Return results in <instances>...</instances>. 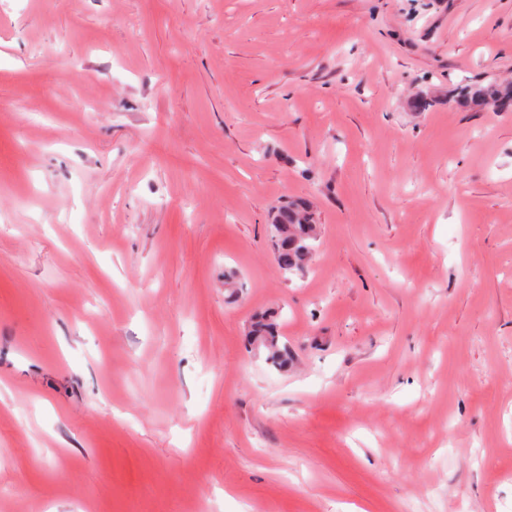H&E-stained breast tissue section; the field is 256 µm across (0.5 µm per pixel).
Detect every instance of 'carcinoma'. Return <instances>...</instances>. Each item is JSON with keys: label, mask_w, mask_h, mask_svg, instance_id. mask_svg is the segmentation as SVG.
<instances>
[{"label": "carcinoma", "mask_w": 512, "mask_h": 512, "mask_svg": "<svg viewBox=\"0 0 512 512\" xmlns=\"http://www.w3.org/2000/svg\"><path fill=\"white\" fill-rule=\"evenodd\" d=\"M451 98L467 106H493L512 111V83L464 80L452 89ZM319 225L311 207L303 201H290L278 207L269 224V238L276 261L285 272L303 271L309 263ZM248 343L257 353L265 355L267 364L280 372L293 365L294 355L288 341L282 339L278 313L267 311L257 316L247 331Z\"/></svg>", "instance_id": "carcinoma-1"}]
</instances>
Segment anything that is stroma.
Listing matches in <instances>:
<instances>
[{
  "label": "stroma",
  "instance_id": "1",
  "mask_svg": "<svg viewBox=\"0 0 512 512\" xmlns=\"http://www.w3.org/2000/svg\"><path fill=\"white\" fill-rule=\"evenodd\" d=\"M464 79L512 0H0V512H512V112ZM451 98L467 106H493L500 111H512V83L464 80L452 89ZM318 235L319 224L306 202L290 201L278 207L269 224V238L280 269L302 272L312 257ZM276 311H267L257 316L247 331L248 343L256 353L263 352L267 364L279 372H288L294 355L288 339L281 333V324Z\"/></svg>",
  "mask_w": 512,
  "mask_h": 512
}]
</instances>
